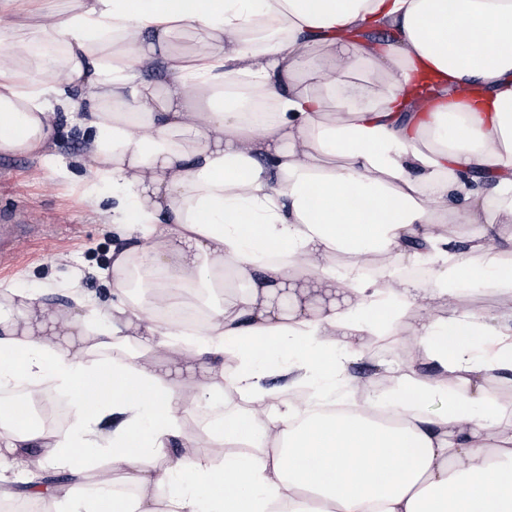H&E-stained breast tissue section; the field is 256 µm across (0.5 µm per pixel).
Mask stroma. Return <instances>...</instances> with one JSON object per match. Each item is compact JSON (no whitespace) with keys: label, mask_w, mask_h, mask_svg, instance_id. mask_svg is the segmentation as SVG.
<instances>
[{"label":"stroma","mask_w":512,"mask_h":512,"mask_svg":"<svg viewBox=\"0 0 512 512\" xmlns=\"http://www.w3.org/2000/svg\"><path fill=\"white\" fill-rule=\"evenodd\" d=\"M83 144L82 130L61 122L55 152L71 169V179H57L39 159L18 154L11 157L10 174L0 177V211L31 210L41 219L17 261L0 265V284L45 289L64 307L74 287L92 298L109 300L112 282L106 271L112 255L133 244L120 226L101 223L96 203L82 197L78 184L88 175L77 159ZM404 359L401 336H382L363 345L347 374L356 384L369 386L383 382V364L396 367Z\"/></svg>","instance_id":"1"}]
</instances>
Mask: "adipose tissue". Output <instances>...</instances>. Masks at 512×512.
<instances>
[{
    "mask_svg": "<svg viewBox=\"0 0 512 512\" xmlns=\"http://www.w3.org/2000/svg\"><path fill=\"white\" fill-rule=\"evenodd\" d=\"M158 64L174 87L142 79ZM63 113L85 196L136 242L82 316L0 288V475L135 473V495L59 488L47 512H512V399L486 387L512 333L466 306L476 284L512 299V0H0V152L68 178ZM404 318L408 364L357 391L346 363ZM161 347L214 363L184 388ZM270 363L313 392L263 387ZM18 381L66 394L67 424L33 425ZM228 385L247 408L182 430Z\"/></svg>",
    "mask_w": 512,
    "mask_h": 512,
    "instance_id": "obj_1",
    "label": "adipose tissue"
}]
</instances>
